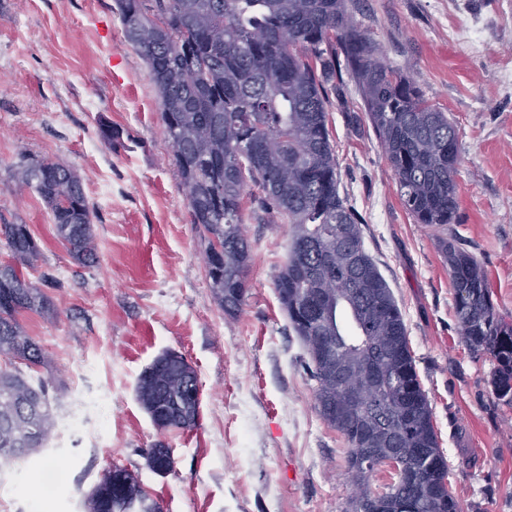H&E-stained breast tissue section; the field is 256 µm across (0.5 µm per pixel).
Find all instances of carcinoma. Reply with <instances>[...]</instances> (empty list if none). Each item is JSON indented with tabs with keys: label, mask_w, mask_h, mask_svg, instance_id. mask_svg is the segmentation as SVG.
<instances>
[{
	"label": "carcinoma",
	"mask_w": 512,
	"mask_h": 512,
	"mask_svg": "<svg viewBox=\"0 0 512 512\" xmlns=\"http://www.w3.org/2000/svg\"><path fill=\"white\" fill-rule=\"evenodd\" d=\"M127 41L146 60L161 119L189 205L190 223L207 247L221 248L208 270L210 288L225 313H237L247 292L249 243L243 198L254 184L270 224L289 225L288 259L275 290L301 340L317 381L322 419L348 443L351 500H392L398 512H463L448 483L432 410L421 386L401 309L364 248L351 206L340 196L328 127L329 93L347 76L358 88L370 125L398 184L403 206L419 224L454 221L458 208V145L448 115L431 104L408 76L389 67L379 44L351 19L347 0H117ZM50 208L56 233L82 264L96 259L95 233L79 176L48 160L19 172ZM10 261L0 262V459L43 449L54 427L47 383L16 367L43 363L41 348L25 335L23 311L50 312L42 290L25 279L41 251L26 224H0ZM460 335L492 366V395L512 405V324L496 310L484 270L451 238L443 242ZM347 314L358 333L341 321ZM337 346L358 366L354 388L367 395L358 414H329L343 388L317 363ZM198 385L193 368L172 352L141 373L137 398L163 430L194 426L188 397ZM376 432L378 467L393 452L408 464L388 490L377 493L371 474L355 466L351 426ZM22 434L28 448L11 452ZM157 472L173 466L158 442L147 452ZM90 512H161L137 476L117 468L88 496Z\"/></svg>",
	"instance_id": "obj_1"
}]
</instances>
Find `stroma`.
<instances>
[{
    "label": "stroma",
    "mask_w": 512,
    "mask_h": 512,
    "mask_svg": "<svg viewBox=\"0 0 512 512\" xmlns=\"http://www.w3.org/2000/svg\"><path fill=\"white\" fill-rule=\"evenodd\" d=\"M387 64L412 77L454 123L459 207L446 226L405 210L354 84L331 96L339 192L403 313L448 481L465 512H512V407L491 394L492 365L459 336L442 242L483 267L512 322V0H352ZM472 19L479 45L456 28ZM74 170L97 244L92 265L60 243L22 158ZM250 262L241 311L218 306L200 232L165 134L146 61L127 42L116 0H0V223L28 225L42 257L25 273L53 313L25 312L42 348L36 375L54 410L84 398V429L55 428L45 450L0 468V512H85L112 466L138 473L163 512H350L348 444L321 418L305 351L274 288L288 258L284 224L246 203ZM167 351L194 369V427L161 431L137 380ZM172 450L152 471L145 452ZM148 465L159 473L168 472L173 466V456L171 448H168L163 442L154 444L147 452Z\"/></svg>",
    "instance_id": "1"
}]
</instances>
